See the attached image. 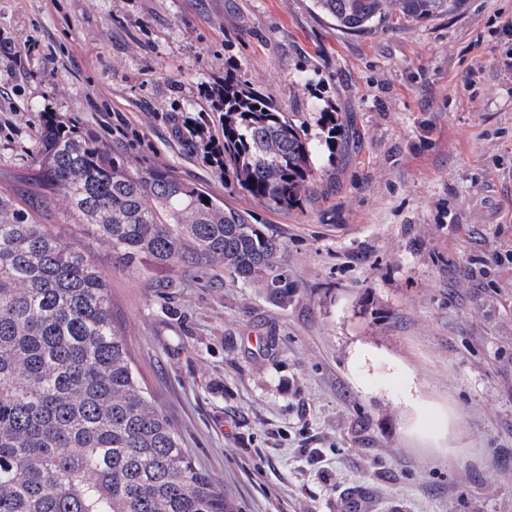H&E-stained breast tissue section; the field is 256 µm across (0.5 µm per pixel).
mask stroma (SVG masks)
<instances>
[{
  "label": "stroma",
  "mask_w": 512,
  "mask_h": 512,
  "mask_svg": "<svg viewBox=\"0 0 512 512\" xmlns=\"http://www.w3.org/2000/svg\"><path fill=\"white\" fill-rule=\"evenodd\" d=\"M298 113L318 190L229 192L174 130L225 77ZM350 138L329 157L318 117ZM244 209L287 305L204 271L106 273L114 324L196 467L244 512H512V0L352 35L312 0H0V173L47 113Z\"/></svg>",
  "instance_id": "35a3bbf8"
}]
</instances>
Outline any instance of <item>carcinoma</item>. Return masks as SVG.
I'll use <instances>...</instances> for the list:
<instances>
[{
    "label": "carcinoma",
    "mask_w": 512,
    "mask_h": 512,
    "mask_svg": "<svg viewBox=\"0 0 512 512\" xmlns=\"http://www.w3.org/2000/svg\"><path fill=\"white\" fill-rule=\"evenodd\" d=\"M460 5L314 0L354 34ZM218 107L224 185L280 209L313 194L316 147L297 113L238 81L224 82ZM320 122L332 157L345 125L335 112ZM86 236L155 288L206 271L277 303L290 296L284 246L248 212L48 115L32 161L0 186V512H242L140 386Z\"/></svg>",
    "instance_id": "cac0c4a2"
}]
</instances>
